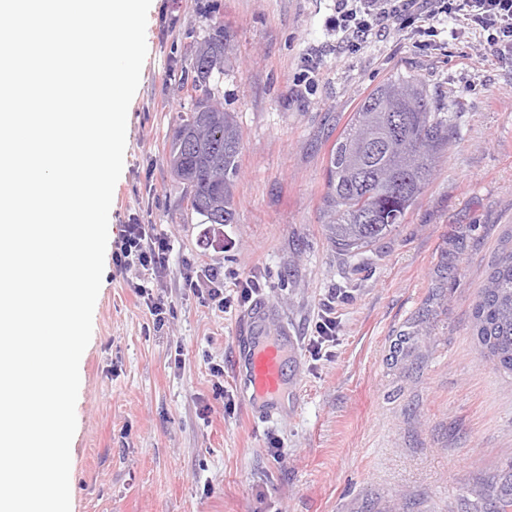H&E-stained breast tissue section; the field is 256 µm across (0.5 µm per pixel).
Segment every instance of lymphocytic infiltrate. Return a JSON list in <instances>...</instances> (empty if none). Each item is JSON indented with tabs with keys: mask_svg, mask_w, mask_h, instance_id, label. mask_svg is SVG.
Here are the masks:
<instances>
[{
	"mask_svg": "<svg viewBox=\"0 0 512 512\" xmlns=\"http://www.w3.org/2000/svg\"><path fill=\"white\" fill-rule=\"evenodd\" d=\"M467 22L472 29L487 34V45L499 53L512 54V0H335L333 28L347 48L381 34L391 27L407 28L440 18ZM172 248L150 224L122 225L112 259L124 271L144 273L146 282L133 291L153 317L154 329H161L174 318L158 289L167 275ZM184 286L202 305L221 312L248 304L261 289L256 275H240L235 268L210 267L203 278L185 276Z\"/></svg>",
	"mask_w": 512,
	"mask_h": 512,
	"instance_id": "lymphocytic-infiltrate-1",
	"label": "lymphocytic infiltrate"
}]
</instances>
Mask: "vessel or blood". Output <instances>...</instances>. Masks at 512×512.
<instances>
[{"label":"vessel or blood","mask_w":512,"mask_h":512,"mask_svg":"<svg viewBox=\"0 0 512 512\" xmlns=\"http://www.w3.org/2000/svg\"><path fill=\"white\" fill-rule=\"evenodd\" d=\"M269 308L258 304L248 315L245 327L255 330L257 336L247 351L234 361L237 383L247 393L250 414H269L286 385L283 363L293 343L288 337L272 339L263 329Z\"/></svg>","instance_id":"b4317fda"}]
</instances>
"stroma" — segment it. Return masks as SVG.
<instances>
[{"label": "stroma", "instance_id": "obj_1", "mask_svg": "<svg viewBox=\"0 0 512 512\" xmlns=\"http://www.w3.org/2000/svg\"><path fill=\"white\" fill-rule=\"evenodd\" d=\"M334 0H152L148 54L130 103L109 239L154 225L174 250L161 331L106 264L80 364L71 512H488L512 490V375L472 331V309L512 236V56L469 31L387 29L338 52ZM224 29L217 84L242 131L234 223L211 226L170 172L169 133L192 100L181 82ZM415 79L449 141L405 221L349 256L321 222L326 167L361 100ZM257 273L271 333L298 341L276 412L226 414L244 309L202 307V266ZM336 334L311 355L325 308ZM225 366L214 376L213 365ZM287 448L267 451L269 438Z\"/></svg>", "mask_w": 512, "mask_h": 512}]
</instances>
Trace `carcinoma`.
Listing matches in <instances>:
<instances>
[{
	"mask_svg": "<svg viewBox=\"0 0 512 512\" xmlns=\"http://www.w3.org/2000/svg\"><path fill=\"white\" fill-rule=\"evenodd\" d=\"M227 38L204 42L182 86L203 98L181 117L170 162L203 224L234 223L233 186L241 131L215 98L211 81L224 73ZM448 146V124L426 89L397 76L359 104L328 157L324 227L342 252L359 251L401 224L422 195ZM473 329L497 366L512 374V248L504 249L474 305Z\"/></svg>",
	"mask_w": 512,
	"mask_h": 512,
	"instance_id": "carcinoma-1",
	"label": "carcinoma"
}]
</instances>
